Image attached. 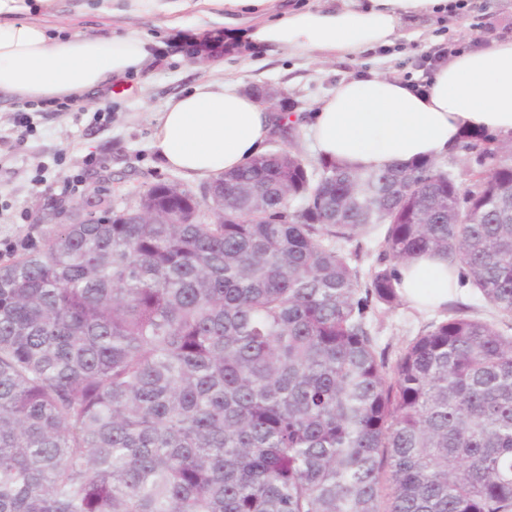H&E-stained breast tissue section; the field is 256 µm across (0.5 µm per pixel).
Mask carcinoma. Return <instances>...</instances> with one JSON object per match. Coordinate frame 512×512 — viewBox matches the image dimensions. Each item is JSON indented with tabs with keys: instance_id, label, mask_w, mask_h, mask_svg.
<instances>
[{
	"instance_id": "1",
	"label": "carcinoma",
	"mask_w": 512,
	"mask_h": 512,
	"mask_svg": "<svg viewBox=\"0 0 512 512\" xmlns=\"http://www.w3.org/2000/svg\"><path fill=\"white\" fill-rule=\"evenodd\" d=\"M461 148L466 182L266 152L1 264L0 512H512V147ZM423 254L496 319L391 366L371 313Z\"/></svg>"
}]
</instances>
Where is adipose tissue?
<instances>
[{
	"mask_svg": "<svg viewBox=\"0 0 512 512\" xmlns=\"http://www.w3.org/2000/svg\"><path fill=\"white\" fill-rule=\"evenodd\" d=\"M129 17L124 30L92 35L35 19L58 15L59 0H0V99H82L141 72L150 39L142 16L175 22L190 16L200 31L224 23V48L275 46L320 61L391 44L409 19L453 9L454 0H81L80 10ZM275 118L231 79H210L171 98L153 126L162 164L212 182L261 154ZM470 130L512 137V37L440 62L425 85L371 72L340 81L312 116L318 158L363 171L448 152ZM400 293L422 309L446 304L448 265L422 255L400 269Z\"/></svg>",
	"mask_w": 512,
	"mask_h": 512,
	"instance_id": "1",
	"label": "adipose tissue"
}]
</instances>
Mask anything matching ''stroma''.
<instances>
[{
  "instance_id": "35a3bbf8",
  "label": "stroma",
  "mask_w": 512,
  "mask_h": 512,
  "mask_svg": "<svg viewBox=\"0 0 512 512\" xmlns=\"http://www.w3.org/2000/svg\"><path fill=\"white\" fill-rule=\"evenodd\" d=\"M135 25L154 44L145 72L91 93L81 110L31 113L26 132L17 125L19 103L0 110V241L29 249L42 246L58 225L81 220L87 200L120 209L160 180L202 194L204 183L165 168L151 148L154 120L168 100L212 76L196 64L197 28L189 20L170 26L151 16L136 19ZM505 34L512 35V0H471L463 13L406 24L392 45L354 60L319 61L306 53L267 48L258 50V62L242 53L227 68L241 90L271 85L287 93L297 117L295 147L309 156L313 148L306 127L320 100L341 80L377 71L421 85L434 69L430 59L440 45L450 42L457 51H469ZM73 180L76 191L62 193V186ZM437 316V310L420 311L404 303L382 307L375 310L371 329L393 362Z\"/></svg>"
}]
</instances>
